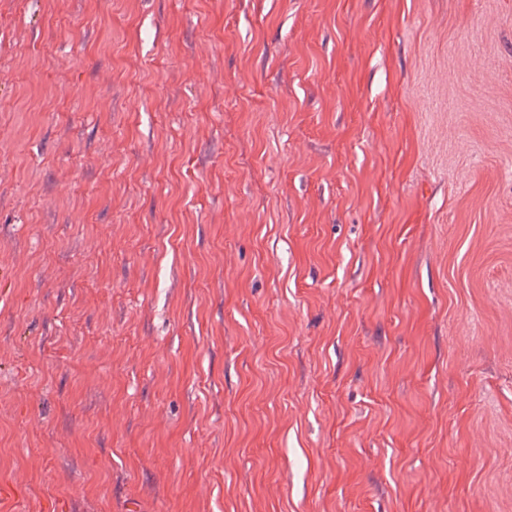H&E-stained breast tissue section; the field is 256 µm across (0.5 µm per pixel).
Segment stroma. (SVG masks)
Masks as SVG:
<instances>
[{
  "label": "stroma",
  "instance_id": "stroma-1",
  "mask_svg": "<svg viewBox=\"0 0 512 512\" xmlns=\"http://www.w3.org/2000/svg\"><path fill=\"white\" fill-rule=\"evenodd\" d=\"M0 512H512V0H0Z\"/></svg>",
  "mask_w": 512,
  "mask_h": 512
}]
</instances>
